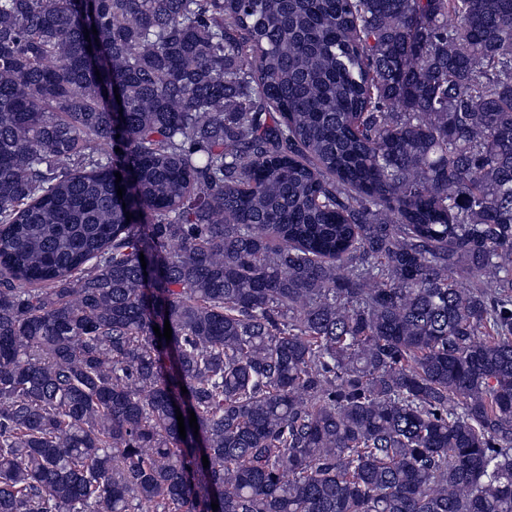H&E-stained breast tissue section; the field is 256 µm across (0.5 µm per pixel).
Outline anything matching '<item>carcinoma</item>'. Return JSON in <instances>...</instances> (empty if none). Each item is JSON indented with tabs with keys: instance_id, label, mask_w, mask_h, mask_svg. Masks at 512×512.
I'll use <instances>...</instances> for the list:
<instances>
[{
	"instance_id": "obj_1",
	"label": "carcinoma",
	"mask_w": 512,
	"mask_h": 512,
	"mask_svg": "<svg viewBox=\"0 0 512 512\" xmlns=\"http://www.w3.org/2000/svg\"><path fill=\"white\" fill-rule=\"evenodd\" d=\"M0 512H512V0H0Z\"/></svg>"
}]
</instances>
